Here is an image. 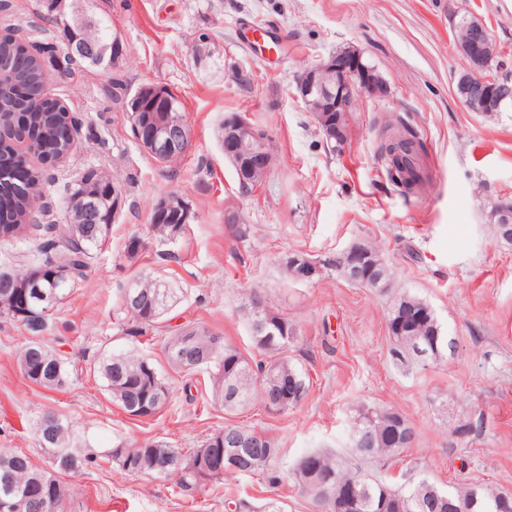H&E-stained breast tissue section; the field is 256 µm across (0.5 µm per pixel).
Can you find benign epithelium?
<instances>
[{"instance_id": "1", "label": "benign epithelium", "mask_w": 512, "mask_h": 512, "mask_svg": "<svg viewBox=\"0 0 512 512\" xmlns=\"http://www.w3.org/2000/svg\"><path fill=\"white\" fill-rule=\"evenodd\" d=\"M457 49L470 62L469 71L462 73L456 83L459 102L471 112H499L512 102V78L481 79L478 72L490 70L497 57L496 45L487 26L478 19L465 20L457 38ZM122 53L118 36L112 37V53L77 39L68 47L71 60L90 61L101 65L116 62ZM389 93L388 86L375 67L367 63L363 55L353 47L344 48L302 69L296 84V97L303 104L318 103L319 127L328 139L344 138L341 121L334 116L351 111L352 101L367 94L383 98ZM248 124L246 118L234 115L224 119V159L236 169L248 165L268 167L269 157L264 150L265 134L252 129L253 144L247 146L239 138L237 129ZM190 143L186 122L180 118L153 124L148 139L152 155L164 158L183 152ZM499 234L512 236V202L502 201L498 206ZM293 268L296 280L311 282L322 274L321 264L304 255H290L285 259Z\"/></svg>"}]
</instances>
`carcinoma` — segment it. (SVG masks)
Listing matches in <instances>:
<instances>
[{"label": "carcinoma", "instance_id": "carcinoma-1", "mask_svg": "<svg viewBox=\"0 0 512 512\" xmlns=\"http://www.w3.org/2000/svg\"><path fill=\"white\" fill-rule=\"evenodd\" d=\"M72 34L100 45H111L104 23L81 24ZM50 80L43 51L37 43H21L10 35L0 36V233L7 236L23 227L41 232L44 258L12 269L14 280H0V317L22 323L37 338H27L17 349L18 366L24 378L48 390H59L71 382V371L60 351L41 336L46 331L53 311L84 278L93 251L108 240L111 225L80 224L79 208L88 197H99L103 206L112 201V185L119 180L102 169L89 165L80 178L67 185L66 224H28L31 211L32 185L43 180L42 173L31 169L16 145H25L37 154L41 163L53 166L74 143L78 121L58 99L29 98L30 89ZM166 102L144 97L143 108L161 109L173 106L168 117H181V104L176 94L168 93ZM397 133L384 140L379 152L384 159L390 182L407 193L425 183L422 157L426 144L417 131L398 120ZM176 192L165 197V205L151 208L150 228L160 245L176 243L186 232L187 223ZM363 252L374 259L365 264L356 286L383 289L390 286L395 272L385 261L380 246L374 241L357 242ZM56 262L70 268L71 278L58 281L41 280L40 288L20 287L35 267ZM174 289L157 276L144 275L124 289L117 312L121 330L130 337L154 332L163 322L168 301ZM248 314L251 340L260 359L243 354L235 345L213 330L201 325L188 326L164 339L163 355L174 371L189 375L209 372L212 401L224 412L234 414L258 400L268 403L272 391L288 381L296 390L283 410L295 408L306 398L309 380L298 367L293 353L300 350L304 337L296 323L277 307L260 297L249 298ZM387 329L392 342L391 354L402 364L412 361L437 362L448 354L445 335L431 304L417 294H396L387 315ZM428 351L421 357L416 346ZM104 382L105 391L124 412L133 407L143 409L149 417L170 402V389L153 359L137 351L106 352L94 365ZM398 411L391 407L361 406L352 422L348 462L336 455L313 451L302 456L295 468L296 483L310 500L315 512H336V496H346L349 505L344 512H512V493L496 492L478 484L460 483L440 488L423 475L409 469L403 481L389 484L368 471L362 464L377 467L399 456L415 440L416 431L409 421L395 431L391 422ZM51 412H43L35 423V436L48 455V466L37 465L31 457L9 448H0V503L5 512H67L68 491L55 485V474L67 470L84 472L97 465V456L77 445L69 423L57 418L47 424ZM485 417L478 413L474 420L452 430L457 437H469L484 427ZM241 432L255 433L234 423L206 436L191 450L176 448L169 442L147 439L143 442L120 441L108 450V459L133 476L172 479L188 494L205 492L227 476H259L272 485L282 482L276 463L279 448L269 436L261 435V456L236 459L234 468L203 472L212 457H223L231 451L226 440Z\"/></svg>", "mask_w": 512, "mask_h": 512}]
</instances>
